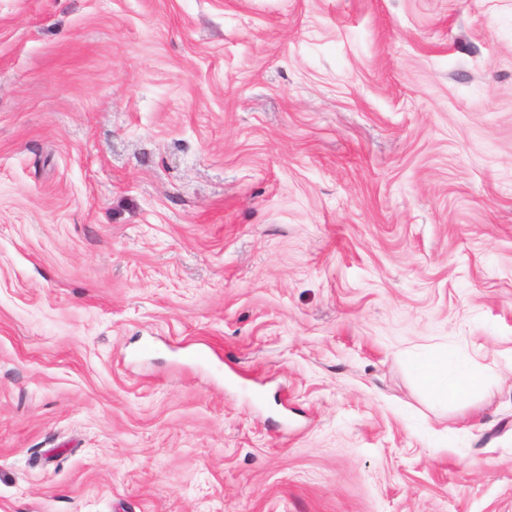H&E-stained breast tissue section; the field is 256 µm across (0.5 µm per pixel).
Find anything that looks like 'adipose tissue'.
Here are the masks:
<instances>
[{
	"label": "adipose tissue",
	"mask_w": 512,
	"mask_h": 512,
	"mask_svg": "<svg viewBox=\"0 0 512 512\" xmlns=\"http://www.w3.org/2000/svg\"><path fill=\"white\" fill-rule=\"evenodd\" d=\"M415 367L423 387L437 400L470 396L485 383L481 373L445 351L417 360Z\"/></svg>",
	"instance_id": "ef3b65f1"
}]
</instances>
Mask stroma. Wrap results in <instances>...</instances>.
Here are the masks:
<instances>
[{"label": "stroma", "mask_w": 512, "mask_h": 512, "mask_svg": "<svg viewBox=\"0 0 512 512\" xmlns=\"http://www.w3.org/2000/svg\"><path fill=\"white\" fill-rule=\"evenodd\" d=\"M0 512H512V0H0ZM415 367L423 387L436 400L470 396L485 383L481 373L464 365L448 351L419 359Z\"/></svg>", "instance_id": "1"}]
</instances>
